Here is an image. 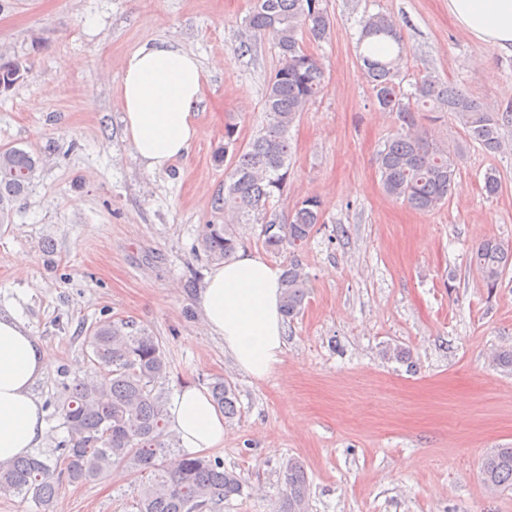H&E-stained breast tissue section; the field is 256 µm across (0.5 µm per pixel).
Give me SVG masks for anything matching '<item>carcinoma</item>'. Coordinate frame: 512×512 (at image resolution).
Returning <instances> with one entry per match:
<instances>
[{
  "label": "carcinoma",
  "mask_w": 512,
  "mask_h": 512,
  "mask_svg": "<svg viewBox=\"0 0 512 512\" xmlns=\"http://www.w3.org/2000/svg\"><path fill=\"white\" fill-rule=\"evenodd\" d=\"M245 28L253 36L272 37L280 64L267 82L265 121L253 138L241 146L236 124L224 125V154L230 159L224 169V194L214 199L213 207L238 224L261 225L264 247L273 254L288 253L281 279L282 311L293 320L309 294L298 250L320 223L322 208L318 199L307 198L285 217L270 206V199L283 193L288 182L290 128L324 88V67L299 35L325 39L330 19L323 0H251ZM357 45L374 103L394 114L399 124L378 159L383 189L415 210H437L448 202L460 152L430 138L419 113L433 114L434 121V114L452 112L470 141L497 152L503 127L512 124V112L483 109L433 75L417 81L413 92H405L400 64L407 49L397 24L383 13L362 18ZM20 77L19 63L0 53V93L11 90ZM39 164V156L22 148L0 149V224L12 223L14 205L27 196ZM240 244L234 225H202L201 245L211 260L230 259ZM469 262L487 287L496 288L512 265V246L485 239L471 251ZM85 340L100 372L64 387L61 416L67 439L52 459L30 454L0 463V495L20 496L32 501L36 512H52L63 483H91L114 467L143 473L137 512H215L243 493L245 478L225 469L218 458L187 454L165 466L166 399L156 387L166 377L168 360L158 337L133 331L122 321L105 320L87 330ZM209 390L224 417L234 418L238 409L232 386L217 378ZM283 474L286 494L280 512H307L309 483L303 465L291 459ZM483 475L492 489L511 488L512 448L491 453Z\"/></svg>",
  "instance_id": "cac0c4a2"
}]
</instances>
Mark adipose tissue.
Here are the masks:
<instances>
[{
  "label": "adipose tissue",
  "instance_id": "adipose-tissue-1",
  "mask_svg": "<svg viewBox=\"0 0 512 512\" xmlns=\"http://www.w3.org/2000/svg\"><path fill=\"white\" fill-rule=\"evenodd\" d=\"M448 13L471 38L512 54V0H448ZM202 73L193 53L161 40L130 53L119 82L126 132L147 171L187 155L203 134L194 111ZM281 270L251 251L211 269L198 292L207 331L224 341L238 368L263 378L284 347ZM53 361L16 315L0 314V462L31 453L43 441L45 411L33 387ZM180 447H223L224 417L207 393L188 385L168 409Z\"/></svg>",
  "mask_w": 512,
  "mask_h": 512
}]
</instances>
